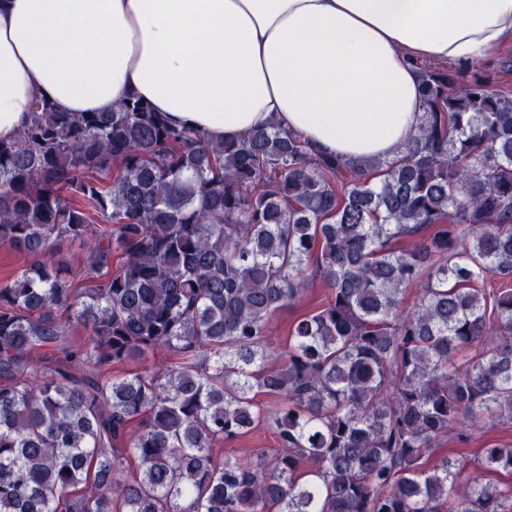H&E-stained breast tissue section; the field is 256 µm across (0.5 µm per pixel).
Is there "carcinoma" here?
<instances>
[{
  "mask_svg": "<svg viewBox=\"0 0 512 512\" xmlns=\"http://www.w3.org/2000/svg\"><path fill=\"white\" fill-rule=\"evenodd\" d=\"M488 69H420L416 134L358 163L275 122L211 143L141 99L35 101L0 140V247L29 258L0 284V512H512L438 443L512 419V289L473 287L512 281V95ZM314 279L328 302L268 366ZM158 350L177 361L105 373ZM259 426L275 454L216 457ZM478 464L511 472L512 448ZM328 289L319 281L307 285L300 298L290 307L278 311L270 320V334L273 347L277 350L285 344L293 321L299 316L311 313L328 301Z\"/></svg>",
  "mask_w": 512,
  "mask_h": 512,
  "instance_id": "1",
  "label": "carcinoma"
}]
</instances>
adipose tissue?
<instances>
[{
	"label": "adipose tissue",
	"instance_id": "obj_1",
	"mask_svg": "<svg viewBox=\"0 0 512 512\" xmlns=\"http://www.w3.org/2000/svg\"><path fill=\"white\" fill-rule=\"evenodd\" d=\"M512 39V0H0V138L34 97L134 95L212 142L278 123L322 152L391 159L423 114L417 69Z\"/></svg>",
	"mask_w": 512,
	"mask_h": 512
}]
</instances>
